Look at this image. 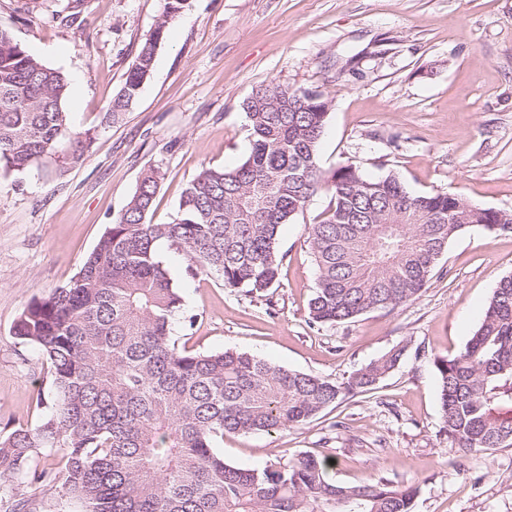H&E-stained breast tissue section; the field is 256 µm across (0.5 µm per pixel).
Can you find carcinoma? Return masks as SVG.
Returning a JSON list of instances; mask_svg holds the SVG:
<instances>
[{
    "label": "carcinoma",
    "mask_w": 512,
    "mask_h": 512,
    "mask_svg": "<svg viewBox=\"0 0 512 512\" xmlns=\"http://www.w3.org/2000/svg\"><path fill=\"white\" fill-rule=\"evenodd\" d=\"M186 4L167 0L103 123L120 122L137 99ZM68 95L64 73L0 28L1 171L60 179L83 164L95 131L72 132ZM242 109L250 152L240 165L202 169L164 224L148 221L162 179L148 170L70 283L15 322V338L49 365L51 398L38 403L46 409L38 425L0 435L6 512H27L14 493L21 485L51 492L59 512L73 501L82 512H412L415 487L338 484L325 458L245 469L216 451L226 432H283L376 389L403 350L337 384L245 352L181 348L171 320L183 297L158 244L183 254L191 275L265 293L280 286V227L325 190L329 208L309 228L317 268L309 323L333 325L413 300L463 228L512 234V211L414 194L393 175L370 179L352 164L324 172L317 151L329 102L320 92L270 83ZM434 367L448 442L464 451L512 446V275L498 281L464 347Z\"/></svg>",
    "instance_id": "obj_1"
}]
</instances>
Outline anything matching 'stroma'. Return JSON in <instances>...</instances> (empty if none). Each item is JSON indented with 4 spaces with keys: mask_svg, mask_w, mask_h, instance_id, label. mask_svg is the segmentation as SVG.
<instances>
[{
    "mask_svg": "<svg viewBox=\"0 0 512 512\" xmlns=\"http://www.w3.org/2000/svg\"><path fill=\"white\" fill-rule=\"evenodd\" d=\"M165 7L0 0V27L67 75L73 131H97L83 165L62 179L0 172V434L38 424L49 393L38 350L13 335L21 312L71 280L146 170L164 173L149 215L161 224L203 167L240 163L250 149L242 102L257 86L329 97L324 169L354 164L414 193L512 210V0H188L123 122L101 127ZM330 200L318 192L282 225L280 285L264 294L187 277L184 256L160 248L184 298L171 333L189 349L246 352L336 383L405 349L372 392L278 434H225L218 452L249 469L312 454L332 460L341 484H413V512H512V446H449L433 364L463 348L499 279L512 275V234L466 227L415 300L313 326L308 226Z\"/></svg>",
    "mask_w": 512,
    "mask_h": 512,
    "instance_id": "stroma-1",
    "label": "stroma"
}]
</instances>
